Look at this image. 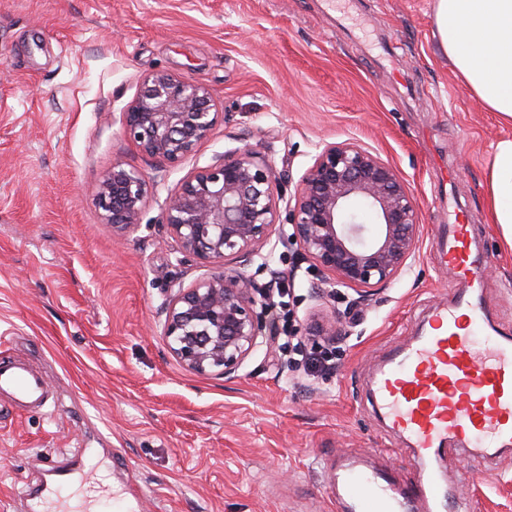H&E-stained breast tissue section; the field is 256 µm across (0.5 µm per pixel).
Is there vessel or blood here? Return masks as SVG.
Returning <instances> with one entry per match:
<instances>
[{
  "instance_id": "1",
  "label": "vessel or blood",
  "mask_w": 512,
  "mask_h": 512,
  "mask_svg": "<svg viewBox=\"0 0 512 512\" xmlns=\"http://www.w3.org/2000/svg\"><path fill=\"white\" fill-rule=\"evenodd\" d=\"M472 239V225H443L434 246L459 285L424 319L418 336L390 351L370 384L382 420L409 441L424 467L415 483L399 485L385 473L348 465L336 476L345 512H403L412 500L454 512L427 460L454 445L485 447L492 458L512 447V336H491L481 346L471 339L481 314L468 291L481 287L484 271ZM0 393L24 408L50 403L43 376L11 355L0 354Z\"/></svg>"
}]
</instances>
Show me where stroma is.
<instances>
[{
    "instance_id": "stroma-1",
    "label": "stroma",
    "mask_w": 512,
    "mask_h": 512,
    "mask_svg": "<svg viewBox=\"0 0 512 512\" xmlns=\"http://www.w3.org/2000/svg\"><path fill=\"white\" fill-rule=\"evenodd\" d=\"M433 0H0V345L38 365L54 409L0 400V512L56 461L93 467L38 512H336L356 460L412 483L407 441L387 434L368 383L391 346L444 297L435 229L462 213L487 259L474 290L485 328L512 333V248L491 218L489 165L512 126L463 87L433 35ZM205 85L218 121L180 163L119 123L143 77ZM354 141L395 167L418 206L419 250L372 300L310 272L295 247L240 263L258 287L292 277L297 327L335 316L331 371L311 375L277 341L227 377L168 352L162 307L201 275L165 211L191 173L247 146L287 175L319 144ZM121 162L152 188L123 242L82 193ZM469 512H512V450L436 461ZM471 476L457 485L458 472Z\"/></svg>"
}]
</instances>
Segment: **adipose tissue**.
Segmentation results:
<instances>
[{"mask_svg": "<svg viewBox=\"0 0 512 512\" xmlns=\"http://www.w3.org/2000/svg\"><path fill=\"white\" fill-rule=\"evenodd\" d=\"M434 36L456 77L498 119L512 125V0H433ZM494 223L512 246V139L490 168Z\"/></svg>", "mask_w": 512, "mask_h": 512, "instance_id": "1", "label": "adipose tissue"}]
</instances>
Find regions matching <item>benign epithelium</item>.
Wrapping results in <instances>:
<instances>
[{"label": "benign epithelium", "instance_id": "1", "mask_svg": "<svg viewBox=\"0 0 512 512\" xmlns=\"http://www.w3.org/2000/svg\"><path fill=\"white\" fill-rule=\"evenodd\" d=\"M218 117L203 84L156 71L144 77L120 124L144 153L177 164L208 139ZM279 183L272 165L245 146L186 177L169 202L165 224L179 252L208 268L164 305L167 347L190 372L231 375L273 332L270 305L257 304L258 287L228 262L267 258L272 237L285 235L277 227ZM149 188L142 173L121 162L92 188V204L115 241L141 224ZM286 207L287 241L331 286L354 290L357 302L402 273L418 249L414 196L393 166L354 142L319 147ZM310 332L332 343L341 335L334 317Z\"/></svg>", "mask_w": 512, "mask_h": 512}]
</instances>
